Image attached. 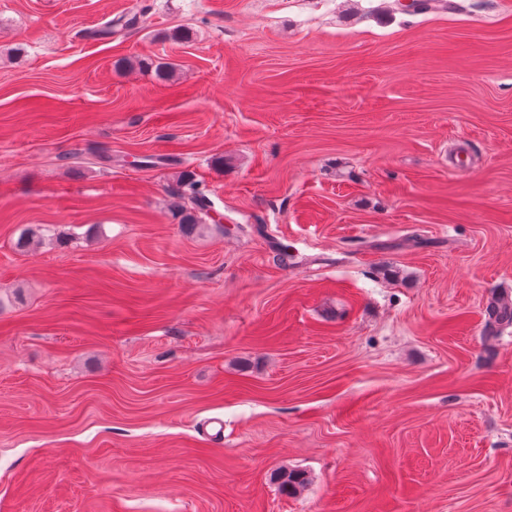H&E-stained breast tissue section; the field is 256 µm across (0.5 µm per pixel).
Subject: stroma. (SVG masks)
I'll return each mask as SVG.
<instances>
[{
  "mask_svg": "<svg viewBox=\"0 0 512 512\" xmlns=\"http://www.w3.org/2000/svg\"><path fill=\"white\" fill-rule=\"evenodd\" d=\"M461 2L0 0V512H512V0ZM136 23V17H128L127 15H120L116 18L109 20L105 25L100 26L89 33L91 38L96 40H110L115 33L127 30L133 27ZM177 197V207L181 210V221L185 224H200L198 214L208 213L211 204L206 194L198 187V181L192 174L183 173L177 181V189L173 191ZM189 206V207H188Z\"/></svg>",
  "mask_w": 512,
  "mask_h": 512,
  "instance_id": "35a3bbf8",
  "label": "stroma"
}]
</instances>
